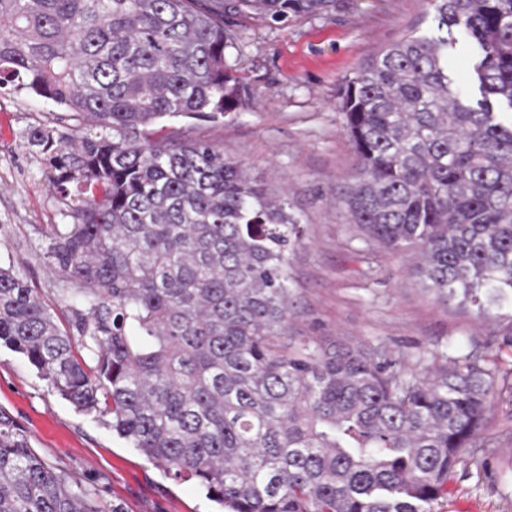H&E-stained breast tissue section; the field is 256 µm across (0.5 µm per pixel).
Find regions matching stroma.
<instances>
[{
    "label": "stroma",
    "mask_w": 512,
    "mask_h": 512,
    "mask_svg": "<svg viewBox=\"0 0 512 512\" xmlns=\"http://www.w3.org/2000/svg\"><path fill=\"white\" fill-rule=\"evenodd\" d=\"M430 11L429 0H336L330 15L284 26L239 19L240 39L227 61L246 87L244 106L220 123L188 121V134L223 145L225 156L246 163L302 215L307 245L291 259L292 334L412 358L477 338L508 361L512 347H500L497 337L507 322L500 311L480 317L438 300L401 255L354 240L336 201L356 166L338 110L342 80L394 42L426 30ZM59 113L26 89L0 94V266L27 276L63 325L69 312L56 302L58 279L46 268L36 231L64 223L63 205L49 189L42 155L26 142L31 126L55 125ZM0 411L92 500L122 512H217L195 482L165 475L112 431L109 417L75 410L2 345ZM433 512H512V452L453 477Z\"/></svg>",
    "instance_id": "stroma-1"
}]
</instances>
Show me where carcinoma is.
<instances>
[{"label":"carcinoma","mask_w":512,"mask_h":512,"mask_svg":"<svg viewBox=\"0 0 512 512\" xmlns=\"http://www.w3.org/2000/svg\"><path fill=\"white\" fill-rule=\"evenodd\" d=\"M427 33L345 77L356 168L341 202L365 243L410 253L445 302L512 308V0H430ZM336 0H0V93L62 108L34 125L70 224L38 229L61 326L0 268V345L164 474L224 512H432L497 451L512 363L473 339L415 360L292 336L301 219L219 144L244 92L236 20L327 15ZM466 37L468 82L448 50ZM77 131L70 134L68 122ZM0 512H103L0 414Z\"/></svg>","instance_id":"cac0c4a2"}]
</instances>
